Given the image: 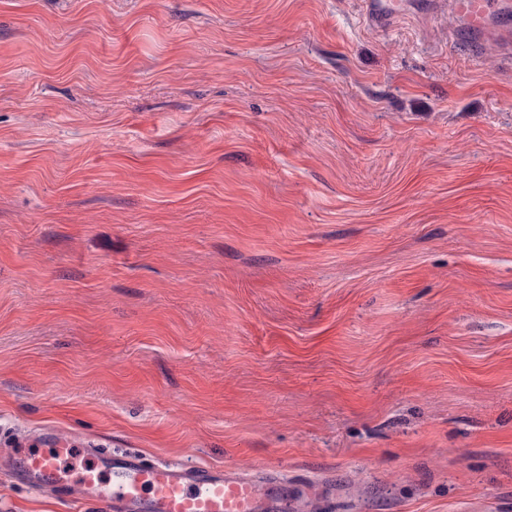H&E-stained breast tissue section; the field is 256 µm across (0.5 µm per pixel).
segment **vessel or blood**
I'll list each match as a JSON object with an SVG mask.
<instances>
[{"mask_svg":"<svg viewBox=\"0 0 512 512\" xmlns=\"http://www.w3.org/2000/svg\"><path fill=\"white\" fill-rule=\"evenodd\" d=\"M448 12L473 39H492L504 54L512 53V25L501 21L512 12V0H448ZM7 454L32 486L78 488L85 498L104 502L107 512H286L288 507L276 479L265 473L179 467L135 450H78L65 439L51 448H11Z\"/></svg>","mask_w":512,"mask_h":512,"instance_id":"obj_1","label":"vessel or blood"}]
</instances>
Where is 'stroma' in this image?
<instances>
[{"label":"stroma","instance_id":"stroma-1","mask_svg":"<svg viewBox=\"0 0 512 512\" xmlns=\"http://www.w3.org/2000/svg\"><path fill=\"white\" fill-rule=\"evenodd\" d=\"M364 9L0 0V449L512 512V63Z\"/></svg>","mask_w":512,"mask_h":512}]
</instances>
